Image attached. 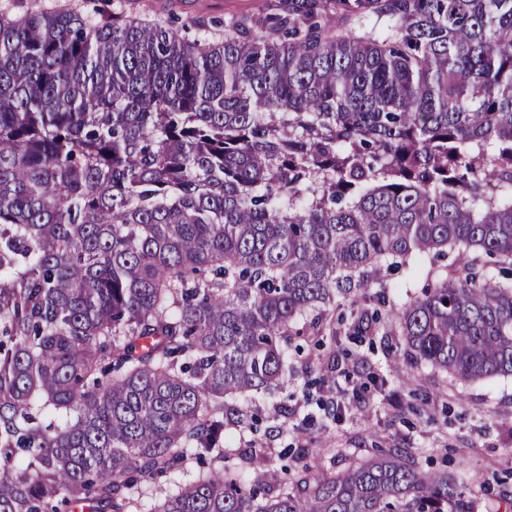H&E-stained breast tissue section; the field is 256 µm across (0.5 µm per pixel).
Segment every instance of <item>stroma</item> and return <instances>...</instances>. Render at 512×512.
Here are the masks:
<instances>
[{
	"instance_id": "stroma-1",
	"label": "stroma",
	"mask_w": 512,
	"mask_h": 512,
	"mask_svg": "<svg viewBox=\"0 0 512 512\" xmlns=\"http://www.w3.org/2000/svg\"><path fill=\"white\" fill-rule=\"evenodd\" d=\"M0 0V12L68 10L99 19L146 15L189 38L218 41L238 26L257 27L282 15L284 0ZM338 35L375 38L386 20L340 9L335 0H316ZM293 355L294 380L288 390L256 400L263 421L251 434L254 460L243 464L238 436H230L229 465L244 467L265 480L282 478L284 449L309 448L316 460L335 451L337 468L351 457H370L379 449H413L418 463L452 471L476 470L493 477L512 470V377L462 383L427 366H414L404 340L385 327L364 337L358 354L337 358L335 371L321 373L331 338L314 332L300 337ZM359 393H352V386ZM336 401L339 421L324 418L317 399Z\"/></svg>"
}]
</instances>
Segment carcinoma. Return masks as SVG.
I'll use <instances>...</instances> for the list:
<instances>
[{"mask_svg":"<svg viewBox=\"0 0 512 512\" xmlns=\"http://www.w3.org/2000/svg\"><path fill=\"white\" fill-rule=\"evenodd\" d=\"M220 42L0 13V512H512V473L391 448L271 485L224 432L288 387L336 297L458 253L394 323L416 365L512 376V0H338ZM495 258L478 267L471 252ZM316 3L319 10L326 13L329 24L332 25L333 34H351L361 38L380 37L385 33L387 27L386 19H377L369 12L356 14L344 11L336 6L334 0L305 1V3ZM195 468V464L191 463L189 464L188 472H186V470L177 471L169 475L167 478H161L158 483H149L148 485H145L139 512H149L148 510L150 509L152 503L155 500V490L157 488H174L175 485L183 483V481L188 479L190 472H193Z\"/></svg>","mask_w":512,"mask_h":512,"instance_id":"obj_1","label":"carcinoma"}]
</instances>
